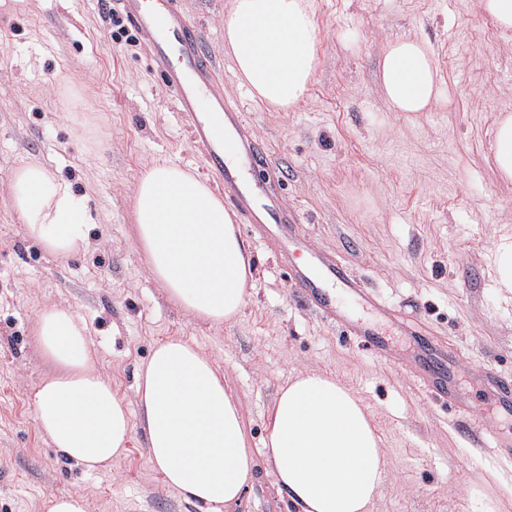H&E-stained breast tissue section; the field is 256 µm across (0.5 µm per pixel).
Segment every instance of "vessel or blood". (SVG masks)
<instances>
[{
  "label": "vessel or blood",
  "mask_w": 512,
  "mask_h": 512,
  "mask_svg": "<svg viewBox=\"0 0 512 512\" xmlns=\"http://www.w3.org/2000/svg\"><path fill=\"white\" fill-rule=\"evenodd\" d=\"M115 2L123 19L145 42L150 65L172 96L193 146L205 153L212 179L244 228L276 247L285 259L291 288L322 318L336 323L344 336L389 359L387 344L374 329L347 320L330 297L333 289L341 288L368 302V295L348 269L317 252L301 263L290 260L289 233L295 219L280 204L272 182L263 176L266 142L254 136L245 112L217 85L220 62L208 49L205 29L188 19L178 0ZM418 372L428 376V390L434 398L447 402L449 409H461V402L452 399L448 391L444 362L420 363ZM491 386L493 414L512 415V383L496 377Z\"/></svg>",
  "instance_id": "b4317fda"
}]
</instances>
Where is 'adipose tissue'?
Masks as SVG:
<instances>
[{
  "mask_svg": "<svg viewBox=\"0 0 512 512\" xmlns=\"http://www.w3.org/2000/svg\"><path fill=\"white\" fill-rule=\"evenodd\" d=\"M316 0H230L224 49L252 97L273 112L303 103L319 63ZM391 112H427L444 79L432 47L412 38L388 43L379 68ZM8 205L27 235L65 258L87 245L93 215L70 186L39 162L9 173ZM136 244L152 277L194 318L233 320L253 279L251 253L209 184L168 159L146 165L132 195ZM36 343L56 370L32 395L38 431L86 471L107 468L134 431L125 400L97 366L77 310L45 307ZM151 462L166 485L207 512L240 501L253 480V453L239 407L213 359L190 341L158 344L137 374ZM276 479L299 512H371L386 461L373 416L350 387L321 372L279 388L265 443Z\"/></svg>",
  "mask_w": 512,
  "mask_h": 512,
  "instance_id": "1",
  "label": "adipose tissue"
}]
</instances>
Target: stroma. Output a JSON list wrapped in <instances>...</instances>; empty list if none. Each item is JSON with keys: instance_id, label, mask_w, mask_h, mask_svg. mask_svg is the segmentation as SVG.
I'll list each match as a JSON object with an SVG mask.
<instances>
[{"instance_id": "obj_1", "label": "stroma", "mask_w": 512, "mask_h": 512, "mask_svg": "<svg viewBox=\"0 0 512 512\" xmlns=\"http://www.w3.org/2000/svg\"><path fill=\"white\" fill-rule=\"evenodd\" d=\"M224 62L218 79L269 141L267 169L300 221L305 249L325 252L386 306L388 364L292 292L270 246L246 235L255 265L246 303L220 326L171 301L135 248L131 197L144 165L167 157L206 176L144 46L111 38L102 0H18L0 7V512H44L79 492L89 512H205L166 486L140 427L136 373L155 345L192 340L224 372L257 463L229 512H294L264 443L279 387L318 370L352 387L374 413L387 466L374 512H512V468L482 428V378L512 375V297L497 288L493 249L512 230V184L494 170L499 111L512 109V32L477 0H317L319 65L308 98L269 112L228 65L226 0H179ZM427 42L449 90L422 114L387 111L378 83L392 39ZM38 161L87 197L88 247L67 259L28 238L7 204L8 172ZM76 309L89 346L136 423L125 453L88 473L39 433L30 400L50 364L34 323L49 305ZM421 340L448 355L460 413L431 396L402 362Z\"/></svg>"}]
</instances>
